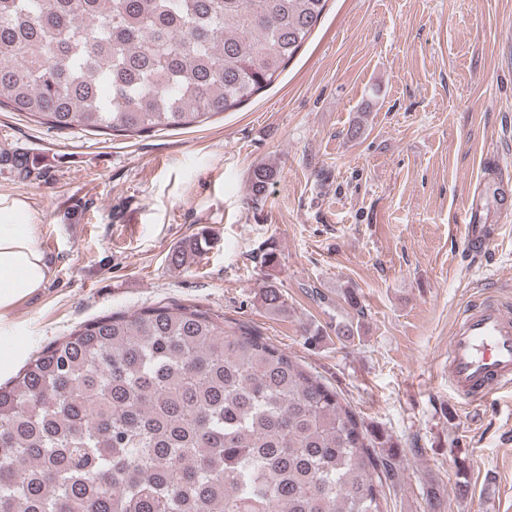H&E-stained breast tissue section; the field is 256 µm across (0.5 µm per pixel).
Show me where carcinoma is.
I'll return each instance as SVG.
<instances>
[{
	"label": "carcinoma",
	"instance_id": "1",
	"mask_svg": "<svg viewBox=\"0 0 512 512\" xmlns=\"http://www.w3.org/2000/svg\"><path fill=\"white\" fill-rule=\"evenodd\" d=\"M326 3L0 0V107L57 130L198 126L271 85ZM275 176L253 167L251 199ZM261 302L285 306L273 286ZM390 447L261 335L159 303L84 322L0 385V512H384Z\"/></svg>",
	"mask_w": 512,
	"mask_h": 512
}]
</instances>
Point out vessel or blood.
I'll return each instance as SVG.
<instances>
[{
	"label": "vessel or blood",
	"mask_w": 512,
	"mask_h": 512,
	"mask_svg": "<svg viewBox=\"0 0 512 512\" xmlns=\"http://www.w3.org/2000/svg\"><path fill=\"white\" fill-rule=\"evenodd\" d=\"M496 202L512 210V176L498 169ZM468 249L479 254L490 245L491 231L477 205H470L462 225ZM448 381L460 404L468 405L512 387V314L505 302L487 299L471 305L455 323L448 341Z\"/></svg>",
	"instance_id": "vessel-or-blood-1"
}]
</instances>
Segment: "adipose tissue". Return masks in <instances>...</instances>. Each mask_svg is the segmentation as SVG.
Instances as JSON below:
<instances>
[{
	"label": "adipose tissue",
	"instance_id": "ef3b65f1",
	"mask_svg": "<svg viewBox=\"0 0 512 512\" xmlns=\"http://www.w3.org/2000/svg\"><path fill=\"white\" fill-rule=\"evenodd\" d=\"M30 204L20 195L0 194V312L38 293L48 264L29 224Z\"/></svg>",
	"mask_w": 512,
	"mask_h": 512
}]
</instances>
